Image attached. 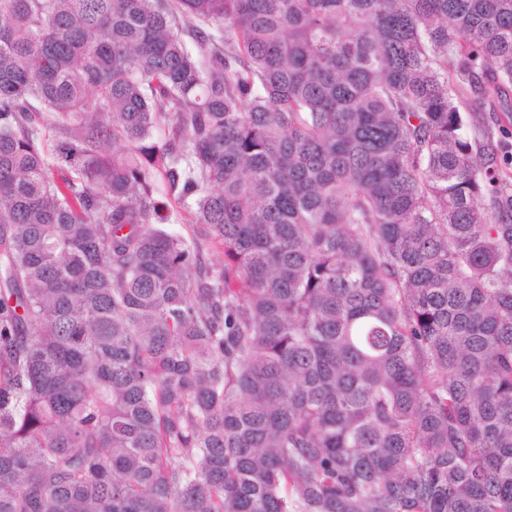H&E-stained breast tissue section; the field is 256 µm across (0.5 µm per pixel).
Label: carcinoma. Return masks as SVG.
<instances>
[{
	"instance_id": "1",
	"label": "carcinoma",
	"mask_w": 512,
	"mask_h": 512,
	"mask_svg": "<svg viewBox=\"0 0 512 512\" xmlns=\"http://www.w3.org/2000/svg\"><path fill=\"white\" fill-rule=\"evenodd\" d=\"M473 95L512 112V0H0V512H512ZM32 122L40 128L43 138L48 144H52L63 135V130L59 127L56 118L47 111L43 110L42 112L34 113L32 115ZM169 209L163 214L169 217L165 221L169 230L178 231L185 235L192 234L194 227L192 224L183 223V219L187 216V210L190 207V201L177 203L173 197L168 200Z\"/></svg>"
}]
</instances>
